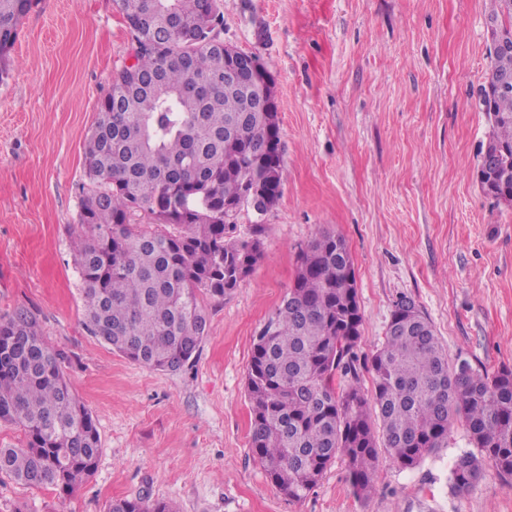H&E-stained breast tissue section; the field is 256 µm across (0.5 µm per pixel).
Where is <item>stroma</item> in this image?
<instances>
[{"instance_id":"1","label":"stroma","mask_w":512,"mask_h":512,"mask_svg":"<svg viewBox=\"0 0 512 512\" xmlns=\"http://www.w3.org/2000/svg\"><path fill=\"white\" fill-rule=\"evenodd\" d=\"M225 42L274 78L285 181L264 217L263 255L233 292L202 297L208 332L176 371L126 359L83 324L78 232L83 144L132 37L112 0H35L0 81V318L25 311L66 358L101 449L73 492L0 475V512H107L112 500L178 512H512V481L487 467L452 492L472 445L404 469L380 453L358 498L336 459L301 500L282 494L250 449L245 380L255 336L318 234L342 236L363 313L358 355L380 346L395 305L413 301L449 360L512 367V206L477 179L490 124L488 0H224ZM107 512H177V508L169 501L150 502L144 497H135L113 500Z\"/></svg>"}]
</instances>
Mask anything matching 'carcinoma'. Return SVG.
<instances>
[{"mask_svg":"<svg viewBox=\"0 0 512 512\" xmlns=\"http://www.w3.org/2000/svg\"><path fill=\"white\" fill-rule=\"evenodd\" d=\"M33 0H0V77ZM488 20L512 32V0H491ZM137 45L132 67L112 77L84 143L89 185L73 249L90 335L140 365L176 371L199 354L207 315L198 294L224 298L263 255V216L284 182L273 85L257 86L221 40L224 0H114ZM512 75V53H489L486 81ZM488 146L512 168V90L485 93ZM483 192L512 197L478 164ZM255 220L237 232L243 211ZM143 212L150 224H133ZM343 237L322 233L299 256L288 293L258 336L246 375L250 448L270 481L300 500L343 455L353 491H375L378 445L402 468L448 444L464 421L478 453L455 460L465 492L490 461L512 477V369L490 375L448 357L428 318L402 300L359 380L363 316ZM351 383H344L345 378ZM0 421L24 431L0 448V475L31 488L71 491L95 468L100 437L64 379L61 355L24 311L0 321ZM107 512H177L163 500L112 501Z\"/></svg>","mask_w":512,"mask_h":512,"instance_id":"cac0c4a2","label":"carcinoma"}]
</instances>
